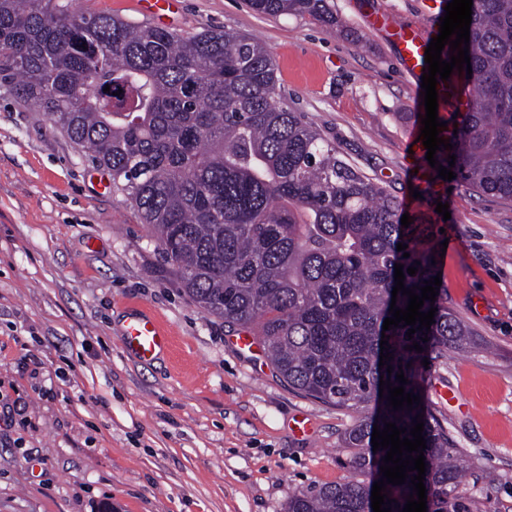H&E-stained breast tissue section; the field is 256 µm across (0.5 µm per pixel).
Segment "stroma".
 Returning a JSON list of instances; mask_svg holds the SVG:
<instances>
[{"label":"stroma","mask_w":512,"mask_h":512,"mask_svg":"<svg viewBox=\"0 0 512 512\" xmlns=\"http://www.w3.org/2000/svg\"><path fill=\"white\" fill-rule=\"evenodd\" d=\"M327 2L322 18L264 15L246 0H178L161 16L135 0H55L184 36L256 37L289 109L414 222L434 225L437 241L454 239L437 269L472 336L430 360L424 397L475 462L467 493L485 512H512V199L425 165L410 172L421 78L368 27L377 12L439 25L448 0ZM91 169L0 80V512H285L300 490L351 480L343 435L357 413L305 396L265 354L240 350L239 327L179 287L138 212ZM135 308L174 337L147 363L121 343ZM301 413L305 436L291 429Z\"/></svg>","instance_id":"35a3bbf8"}]
</instances>
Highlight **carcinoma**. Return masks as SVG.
<instances>
[{"label":"carcinoma","mask_w":512,"mask_h":512,"mask_svg":"<svg viewBox=\"0 0 512 512\" xmlns=\"http://www.w3.org/2000/svg\"><path fill=\"white\" fill-rule=\"evenodd\" d=\"M53 0H0V78L46 112L137 209L198 306L243 329L259 327L288 386L360 414L344 435V465L359 480L302 490L287 512H370L387 450L373 425L411 429L422 415L430 512H482L459 492L472 476L425 402L388 406L380 380L422 395V360L467 345L470 331L438 294L430 331L383 330L394 265L420 262L404 286L436 276L429 225L401 226L400 203L340 158L277 93L273 61L257 38L230 30L194 36L109 14H76ZM271 15L329 11L326 0H250ZM472 75L438 80L453 108L436 160L479 193L512 198V0H472ZM110 91H104V88ZM407 245L401 252L397 244ZM410 257H403V253ZM390 336L392 372L379 368ZM428 341H422V338ZM422 352L409 349L413 343ZM387 485L391 512L412 493Z\"/></svg>","instance_id":"obj_1"}]
</instances>
